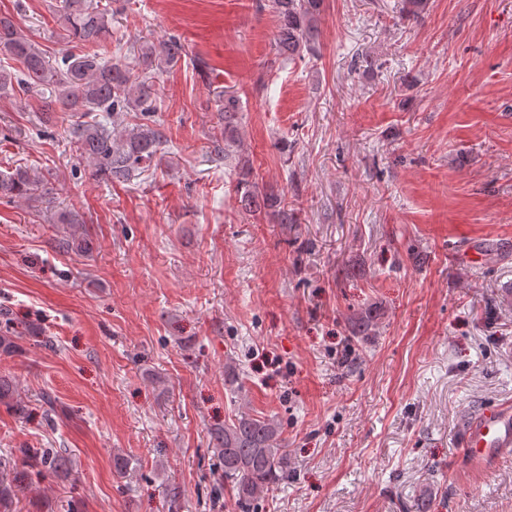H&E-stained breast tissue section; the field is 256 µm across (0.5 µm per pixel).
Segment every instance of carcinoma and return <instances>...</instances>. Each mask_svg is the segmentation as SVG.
<instances>
[{"mask_svg": "<svg viewBox=\"0 0 512 512\" xmlns=\"http://www.w3.org/2000/svg\"><path fill=\"white\" fill-rule=\"evenodd\" d=\"M325 0H270L277 17L274 46L283 63L303 60L317 53L320 20ZM62 43L58 55L24 36L11 17L0 15V54L19 67H0V91L19 96L38 95L43 100L39 123L47 125L53 113L68 115L67 132L79 156L94 164L93 175L105 182H125L136 171L148 170L163 144L160 129L148 124L157 96L155 75L174 66L182 57L180 39L169 37L146 42L138 52L137 74L120 59L106 55L104 47L112 29L111 13L93 0H59ZM215 111L224 116V157L237 142L239 97L224 91L215 100ZM94 112L101 116L88 119ZM238 189L249 211L273 210L280 224L295 223L288 207H277V198L260 192L250 181V170L241 168ZM46 178L17 168L0 174V198H31L40 195ZM58 222L74 229L62 245L75 252L89 250L90 240L82 222L72 212H62ZM29 328L0 310V355L21 350L19 341ZM0 405L21 410L11 380L0 375ZM281 427L243 413L211 432L213 450L224 467V480L231 483L241 512H254L272 488L288 476V455L281 448ZM23 461L40 465L54 475L67 472L66 450L22 448Z\"/></svg>", "mask_w": 512, "mask_h": 512, "instance_id": "carcinoma-1", "label": "carcinoma"}]
</instances>
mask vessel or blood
I'll use <instances>...</instances> for the list:
<instances>
[{"label":"vessel or blood","instance_id":"vessel-or-blood-1","mask_svg":"<svg viewBox=\"0 0 512 512\" xmlns=\"http://www.w3.org/2000/svg\"><path fill=\"white\" fill-rule=\"evenodd\" d=\"M462 445L476 468L512 453V405L487 408L475 416L465 428Z\"/></svg>","mask_w":512,"mask_h":512}]
</instances>
